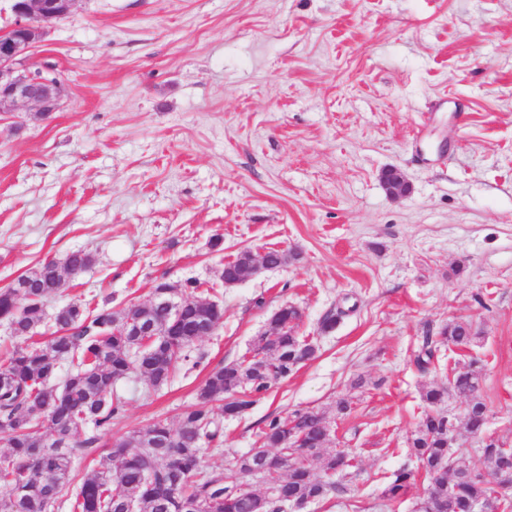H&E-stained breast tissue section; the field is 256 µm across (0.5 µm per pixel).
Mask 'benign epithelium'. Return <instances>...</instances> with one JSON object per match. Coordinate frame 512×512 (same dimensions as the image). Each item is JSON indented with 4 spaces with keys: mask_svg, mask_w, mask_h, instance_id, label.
Wrapping results in <instances>:
<instances>
[{
    "mask_svg": "<svg viewBox=\"0 0 512 512\" xmlns=\"http://www.w3.org/2000/svg\"><path fill=\"white\" fill-rule=\"evenodd\" d=\"M77 0H13V22L0 33V112H25L33 107L42 116L58 111L70 96V87L51 66L34 69L24 59L43 41L46 27L68 16ZM381 181L393 197L409 189L402 173L386 169Z\"/></svg>",
    "mask_w": 512,
    "mask_h": 512,
    "instance_id": "obj_1",
    "label": "benign epithelium"
}]
</instances>
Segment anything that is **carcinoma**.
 <instances>
[{
  "label": "carcinoma",
  "instance_id": "obj_1",
  "mask_svg": "<svg viewBox=\"0 0 512 512\" xmlns=\"http://www.w3.org/2000/svg\"><path fill=\"white\" fill-rule=\"evenodd\" d=\"M253 253L243 250L224 263V283H242ZM93 263L76 250L63 263L47 261L0 289V321L19 339L0 359V438L8 451L0 454V484L10 490L0 499V512H125L129 501L138 512H278V504L300 507L340 490L336 477L353 466L344 452L323 456L329 442L328 421L319 413L297 409L269 419L259 432V446L235 461L239 473L260 481L257 493L248 484L229 486L222 472H204L201 452L224 445V429L212 415V403L224 411L242 414L267 394L279 380L313 359L315 343L297 335L301 312L281 307L270 328L253 340L250 355L213 369L198 394L199 404L181 414L172 427L154 422L116 443L100 461V468L84 476L71 473L73 459L87 455L97 442L85 429H105L123 411L117 384L144 378L154 387L165 385L182 365L192 361V348L224 318V308L202 297L181 296L179 314L151 308L162 321L148 347L128 321L147 311L132 305L120 310L91 309L69 303L55 315L56 336L45 343L33 340V329L43 321L46 301L60 291L63 273L76 275ZM471 325L450 322L435 337L424 340L418 365L425 369L443 347H467L478 342ZM67 362L70 371L56 384L57 370ZM482 365L473 358L451 368L446 384L422 389L429 411L420 421L410 448L421 461L436 512H471L484 505L498 512L506 501L492 496L484 478L471 477L448 455V437L462 424L480 434L487 407L480 396ZM452 394L465 398L463 420L445 409ZM491 475L500 485H512V452L498 440L482 448ZM323 459L314 476L310 461ZM410 474L402 472L386 488L385 497L405 494Z\"/></svg>",
  "mask_w": 512,
  "mask_h": 512
}]
</instances>
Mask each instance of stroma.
Listing matches in <instances>:
<instances>
[{
    "label": "stroma",
    "mask_w": 512,
    "mask_h": 512,
    "mask_svg": "<svg viewBox=\"0 0 512 512\" xmlns=\"http://www.w3.org/2000/svg\"><path fill=\"white\" fill-rule=\"evenodd\" d=\"M26 64L54 66L72 94L46 117L0 115V288L75 250L94 257L35 339L67 303L119 310L160 282H197L224 307L194 368L118 385L120 418L74 471L154 421L177 425L208 372L289 304L315 359L224 419L203 471L240 483L234 459L264 420L310 409L357 466L303 512H413L428 487L409 448L421 390L473 357L486 433L512 448V0H78ZM388 168L407 196L387 194ZM244 249L289 260L224 285ZM451 321L479 342L420 370L425 337ZM402 472L409 488L388 500Z\"/></svg>",
    "instance_id": "stroma-1"
}]
</instances>
